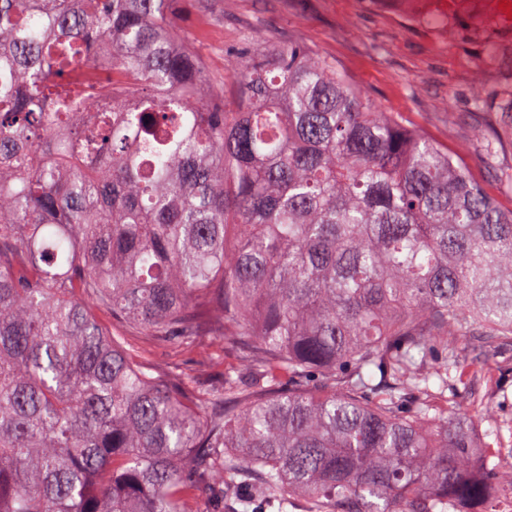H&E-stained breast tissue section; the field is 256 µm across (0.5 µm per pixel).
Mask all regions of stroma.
I'll use <instances>...</instances> for the list:
<instances>
[{
  "label": "stroma",
  "mask_w": 512,
  "mask_h": 512,
  "mask_svg": "<svg viewBox=\"0 0 512 512\" xmlns=\"http://www.w3.org/2000/svg\"><path fill=\"white\" fill-rule=\"evenodd\" d=\"M451 13L457 34L416 20L400 0H182L179 24L205 59L208 76L233 96L226 61L299 42L335 61L361 93L446 147L506 211L512 210V27H489L483 0ZM164 372L204 384L237 367L220 336L192 349L130 337Z\"/></svg>",
  "instance_id": "35a3bbf8"
}]
</instances>
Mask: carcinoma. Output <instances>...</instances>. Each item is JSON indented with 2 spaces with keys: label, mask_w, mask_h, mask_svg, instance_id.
Segmentation results:
<instances>
[{
  "label": "carcinoma",
  "mask_w": 512,
  "mask_h": 512,
  "mask_svg": "<svg viewBox=\"0 0 512 512\" xmlns=\"http://www.w3.org/2000/svg\"><path fill=\"white\" fill-rule=\"evenodd\" d=\"M177 3L0 0V512H492L512 426L458 399L512 344V211L301 43L227 102ZM129 336V343L164 372L204 384L215 383L224 369L239 365L235 349L225 348L224 337L202 336L193 349L174 348L163 342Z\"/></svg>",
  "instance_id": "1"
}]
</instances>
